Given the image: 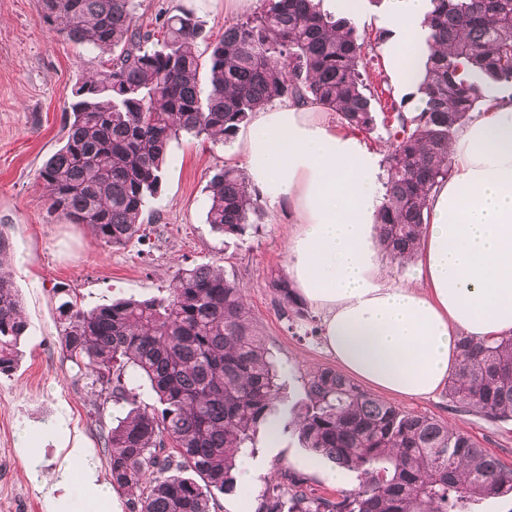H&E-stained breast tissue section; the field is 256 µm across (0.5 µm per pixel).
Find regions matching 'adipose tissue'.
Instances as JSON below:
<instances>
[{"label": "adipose tissue", "instance_id": "1", "mask_svg": "<svg viewBox=\"0 0 512 512\" xmlns=\"http://www.w3.org/2000/svg\"><path fill=\"white\" fill-rule=\"evenodd\" d=\"M430 9L429 0H387L389 67L408 89L424 76L414 49ZM490 102L449 145L453 172L431 196L411 285L391 283L380 262L382 168L357 135L337 130L320 106L288 102L254 112L236 145L250 187L292 207L287 273L321 314L327 351L379 392L434 395L458 364L460 335H512V88ZM82 459L70 449L46 477L32 450L28 475L50 512H61L77 483L103 512H118Z\"/></svg>", "mask_w": 512, "mask_h": 512}]
</instances>
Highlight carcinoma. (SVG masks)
Segmentation results:
<instances>
[{
	"mask_svg": "<svg viewBox=\"0 0 512 512\" xmlns=\"http://www.w3.org/2000/svg\"><path fill=\"white\" fill-rule=\"evenodd\" d=\"M322 0H263L255 16L209 41L190 10L138 22L139 0H41L46 29L100 53L99 68L72 87L63 144L37 179L50 215L85 224L104 245L140 236L158 194L169 143L182 135L232 141L256 110L275 101L317 104L359 132L375 129L383 99L366 71L374 40ZM420 51V107L387 117L386 193L378 224L385 249L403 260L428 223V198L451 174L450 142L496 83L512 84V0H431ZM204 49H199V44ZM210 88L202 94L201 69ZM260 193L239 170L211 180L206 221L225 236L258 229ZM282 315L305 317L288 280L270 278ZM63 357L104 397L128 407L102 436L112 487L135 493L130 512H215L237 489L238 462L270 430L358 474L357 488L318 496L283 471L255 512H480L512 493V469L429 416L406 413L334 369L313 373L292 419L276 418L280 375L249 318L239 284L210 266L179 269L162 295L85 309L76 290L52 288ZM0 267V376L21 358L27 322ZM448 399L512 421V336L461 338ZM145 381L154 403L139 400Z\"/></svg>",
	"mask_w": 512,
	"mask_h": 512,
	"instance_id": "1",
	"label": "carcinoma"
}]
</instances>
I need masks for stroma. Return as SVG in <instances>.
<instances>
[{"label": "stroma", "mask_w": 512, "mask_h": 512, "mask_svg": "<svg viewBox=\"0 0 512 512\" xmlns=\"http://www.w3.org/2000/svg\"><path fill=\"white\" fill-rule=\"evenodd\" d=\"M179 7L193 10L212 39L233 21L224 12V0H141L139 12L148 20ZM39 15V0H0V237L9 244L5 264L28 324L19 368L0 377V512H47L42 492L27 475L23 448L29 441L44 473L56 470L69 448L78 446L98 483H111L100 434L124 417L126 406L102 402L64 359L51 298L56 283H68L85 306L93 307L119 297L161 294L182 267H223L244 289L250 318L283 374L282 416L305 402L313 373L337 366L322 336H308L303 326L288 325L268 286L271 274L287 270L293 221L287 203L267 208L259 231L241 238L216 234L206 222L212 176L222 166L243 165L233 144L188 137L172 141L162 190L149 205L154 221L142 240L107 247L87 226L48 216L46 191L37 174L62 144L73 83L95 70L99 60L91 50L49 33ZM389 402L447 423L512 468L511 421L460 410L442 391L426 399L393 396ZM255 446L253 485L220 497L217 512H244L284 470L329 498L358 484L355 472L310 454L294 435L273 443L261 436Z\"/></svg>", "instance_id": "stroma-1"}]
</instances>
